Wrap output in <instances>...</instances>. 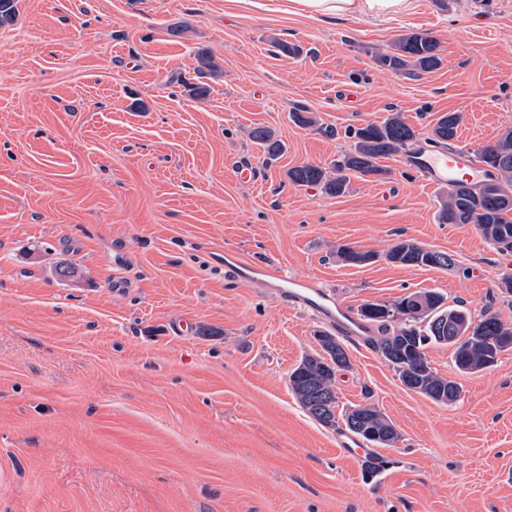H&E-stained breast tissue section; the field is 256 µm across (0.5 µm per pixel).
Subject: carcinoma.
Here are the masks:
<instances>
[{"label": "carcinoma", "instance_id": "carcinoma-1", "mask_svg": "<svg viewBox=\"0 0 512 512\" xmlns=\"http://www.w3.org/2000/svg\"><path fill=\"white\" fill-rule=\"evenodd\" d=\"M376 62L380 68L391 72H428L439 67L442 59L434 38L412 33L399 38L392 51L378 57ZM291 119L297 125L313 127L327 137L336 136V129L319 123L317 117L303 107L292 110ZM460 121L461 115L457 112L440 115L433 129L436 141L441 144L453 141ZM349 134L353 144L348 151L326 167L315 164L294 166L288 170V180L296 186H316L331 197H339L346 193L353 177L384 178L390 170L383 161L407 150L417 139V132L399 112L389 114L380 123L355 127ZM249 137L263 148L270 160L283 153V143L267 127L251 128ZM477 155L480 162L497 173L496 178L478 186L460 184L449 189L448 197L438 211V221L441 224H474L498 248L512 250V131L478 148ZM337 255L350 265L361 264L365 256L376 257L373 252H361L348 244L339 246ZM385 259L402 267L446 269L455 264L448 253L428 250L410 239L397 242L385 253ZM431 297L434 302L428 313H421L412 306L408 295L394 304L391 313L386 312L388 306L385 304L369 303L361 308L360 316L378 324L383 332L388 331L389 322L398 320L399 325L391 330V334L377 339V347L396 369L408 368L418 385V392L436 402V394L448 388V379L430 367L424 352L426 345L431 342L443 345L442 337L455 335L451 345L454 346L457 368L462 372H476L493 366L503 352L501 345L506 341L512 343V326L495 314H484L474 320L462 309L448 310V315L465 320L472 327L469 336L464 338L463 331L456 329L452 320L448 321V329L441 328V320L434 308L442 303L443 297L435 292ZM320 347V353L303 357L289 377L303 408L328 427L336 426L341 419L348 428L352 418L359 413L367 428L382 431L386 419L369 404L357 405L342 413L341 418H336L335 375L325 370V362L329 357H339L347 365L348 354L334 336L328 337Z\"/></svg>", "mask_w": 512, "mask_h": 512}]
</instances>
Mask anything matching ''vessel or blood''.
Here are the masks:
<instances>
[{
  "label": "vessel or blood",
  "instance_id": "vessel-or-blood-1",
  "mask_svg": "<svg viewBox=\"0 0 512 512\" xmlns=\"http://www.w3.org/2000/svg\"><path fill=\"white\" fill-rule=\"evenodd\" d=\"M407 161L430 186L452 185L461 179L475 185L484 183L491 177L490 171L476 160L473 153L462 148L447 153L430 150L418 142L410 148ZM282 287L290 298L300 302L317 318L336 327L344 336L362 335L364 324L351 307L331 301L319 290L295 278L283 279Z\"/></svg>",
  "mask_w": 512,
  "mask_h": 512
}]
</instances>
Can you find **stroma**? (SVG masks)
I'll return each mask as SVG.
<instances>
[{"label": "stroma", "mask_w": 512, "mask_h": 512, "mask_svg": "<svg viewBox=\"0 0 512 512\" xmlns=\"http://www.w3.org/2000/svg\"><path fill=\"white\" fill-rule=\"evenodd\" d=\"M410 33L438 40L442 66L380 69ZM203 52L215 67L201 75ZM200 81L204 99L187 90ZM297 106L336 136L297 126ZM393 112L426 141L461 113L456 143L472 148L512 130V0H414L386 20L244 0H18L0 25V512H512V349L464 373L452 346H430L460 386L446 405L343 339L339 409L372 405L399 433L363 460L290 385L325 325L279 275L357 310L434 290L512 323V251L439 223L447 186H426L404 155L340 197L289 182ZM257 125L284 144L277 160L249 138ZM401 239L456 264L387 262ZM345 243L377 261L344 264ZM228 250L270 278L229 277Z\"/></svg>", "instance_id": "1"}]
</instances>
